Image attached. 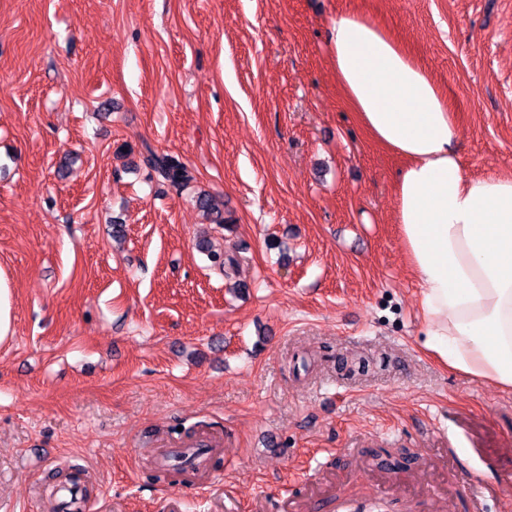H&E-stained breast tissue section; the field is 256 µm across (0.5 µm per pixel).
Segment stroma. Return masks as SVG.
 I'll return each instance as SVG.
<instances>
[{
	"label": "stroma",
	"instance_id": "35a3bbf8",
	"mask_svg": "<svg viewBox=\"0 0 512 512\" xmlns=\"http://www.w3.org/2000/svg\"><path fill=\"white\" fill-rule=\"evenodd\" d=\"M373 19L456 104L462 171L512 175V0H0V512L84 469L100 512H282L504 488L512 389L424 347L395 221L401 160L336 81L328 36ZM195 170L159 185L146 148ZM205 189L233 221L195 247ZM202 473L158 477L185 432Z\"/></svg>",
	"mask_w": 512,
	"mask_h": 512
}]
</instances>
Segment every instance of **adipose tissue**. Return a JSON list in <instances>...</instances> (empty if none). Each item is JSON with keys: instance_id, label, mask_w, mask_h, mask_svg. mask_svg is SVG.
I'll return each mask as SVG.
<instances>
[{"instance_id": "ef3b65f1", "label": "adipose tissue", "mask_w": 512, "mask_h": 512, "mask_svg": "<svg viewBox=\"0 0 512 512\" xmlns=\"http://www.w3.org/2000/svg\"><path fill=\"white\" fill-rule=\"evenodd\" d=\"M329 47L362 124L404 162L396 222L426 348L457 372L512 389V175L463 174L455 105L379 24L345 14Z\"/></svg>"}]
</instances>
